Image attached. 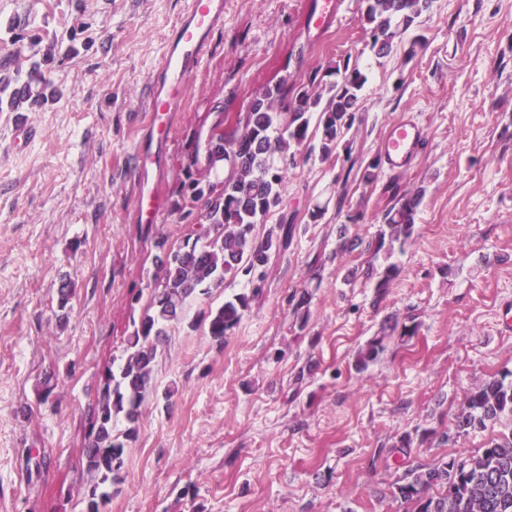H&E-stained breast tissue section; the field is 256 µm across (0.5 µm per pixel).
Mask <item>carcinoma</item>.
Wrapping results in <instances>:
<instances>
[{
    "mask_svg": "<svg viewBox=\"0 0 512 512\" xmlns=\"http://www.w3.org/2000/svg\"><path fill=\"white\" fill-rule=\"evenodd\" d=\"M358 22L371 38L377 55L390 52L402 41L415 20L430 7V0H360ZM331 79L310 70L302 81L284 75L262 87L251 109L236 116L228 130L211 136L206 148L207 169H228L219 181L220 192L205 186L207 179L187 177L178 191L176 207L182 218L202 207V220L186 227L185 243L165 254L154 275L151 309L127 337V356L116 369L101 376L97 402L90 409L83 455L94 484L84 495L83 512H104L112 485L125 464V448L136 440L141 406L151 387L158 344L166 326L180 319L183 305L194 295L208 296L228 275L263 281L271 254L288 247L293 225L278 224L265 239L253 235L282 202L288 168L309 140L319 137V153L328 157L344 131L351 129L366 75L346 62L330 69ZM421 202L419 192L402 196L387 212L374 245V255L390 259L395 249L413 239ZM397 274L394 264L368 266L377 294L386 293ZM252 296L240 293L216 309H209L207 333L223 343L250 308ZM386 336H377L362 347L355 360L366 370L385 350ZM126 426L114 431L118 416ZM504 416L512 418V372L490 377L472 388L464 408L455 416L453 433L461 437ZM392 496L412 512H512V434L491 439L481 452L441 460L429 468H415L395 484Z\"/></svg>",
    "mask_w": 512,
    "mask_h": 512,
    "instance_id": "carcinoma-1",
    "label": "carcinoma"
}]
</instances>
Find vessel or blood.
Returning a JSON list of instances; mask_svg holds the SVG:
<instances>
[{"label":"vessel or blood","instance_id":"b4317fda","mask_svg":"<svg viewBox=\"0 0 512 512\" xmlns=\"http://www.w3.org/2000/svg\"><path fill=\"white\" fill-rule=\"evenodd\" d=\"M337 13V0H317L310 28L323 31ZM223 25L224 0H188L164 45L150 90L144 133L134 148L140 181L135 203L137 223H158L165 211V198L157 186L165 167L161 148L171 138L173 114L187 94L188 83L207 56L210 35ZM425 143V130L416 121L408 119L393 125L381 144L384 166L394 172L407 170Z\"/></svg>","mask_w":512,"mask_h":512}]
</instances>
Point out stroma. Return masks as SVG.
<instances>
[{
    "instance_id": "obj_1",
    "label": "stroma",
    "mask_w": 512,
    "mask_h": 512,
    "mask_svg": "<svg viewBox=\"0 0 512 512\" xmlns=\"http://www.w3.org/2000/svg\"><path fill=\"white\" fill-rule=\"evenodd\" d=\"M314 2L224 0V29L174 115L166 212L150 226L132 218L134 144L186 0H0V512H80L88 410L148 304L156 236L183 239L175 203L196 140L228 129L267 83L347 59L367 75L353 127L331 157L304 152L289 170L268 224L295 231L260 290L226 277L167 326L105 512H409L391 495L407 469L512 433L505 418L441 439L470 388L512 371V0H432L409 33L415 50L383 56L359 27V0H341L318 35ZM35 62L40 89L3 105ZM409 118L427 135L413 167L364 184L360 166ZM20 120L37 133L23 149ZM412 190L423 193L415 235L379 298L360 273L365 246ZM342 238L359 248L338 253ZM65 279L76 293L63 320ZM304 291L302 326L291 297ZM243 292L248 311L214 342L205 315ZM397 322L415 334L392 335L356 371L357 351ZM405 433L403 459L393 446Z\"/></svg>"
}]
</instances>
